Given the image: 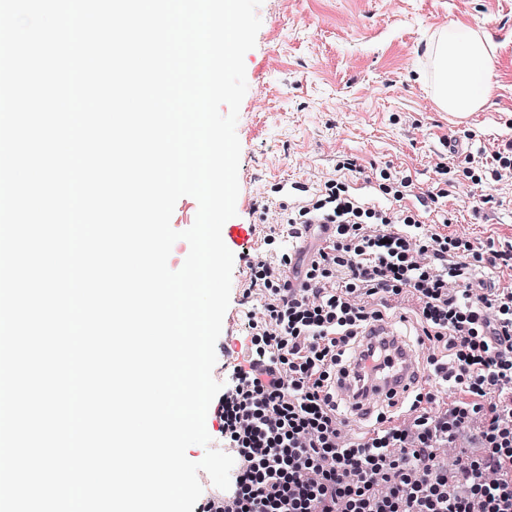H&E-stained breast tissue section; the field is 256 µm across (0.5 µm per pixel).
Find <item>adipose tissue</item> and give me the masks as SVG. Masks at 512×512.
<instances>
[{
	"mask_svg": "<svg viewBox=\"0 0 512 512\" xmlns=\"http://www.w3.org/2000/svg\"><path fill=\"white\" fill-rule=\"evenodd\" d=\"M433 66L434 101L441 111L467 116L497 94V59L485 32L464 20L449 22L426 50Z\"/></svg>",
	"mask_w": 512,
	"mask_h": 512,
	"instance_id": "1",
	"label": "adipose tissue"
}]
</instances>
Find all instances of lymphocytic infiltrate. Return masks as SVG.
Segmentation results:
<instances>
[{
  "instance_id": "lymphocytic-infiltrate-1",
  "label": "lymphocytic infiltrate",
  "mask_w": 512,
  "mask_h": 512,
  "mask_svg": "<svg viewBox=\"0 0 512 512\" xmlns=\"http://www.w3.org/2000/svg\"><path fill=\"white\" fill-rule=\"evenodd\" d=\"M337 168L248 227L267 250L246 260L248 341L210 412L235 467L229 489L203 492L193 512H512V244L427 220L438 192L407 204L401 172L353 158ZM354 173L377 201L356 192ZM463 174L475 186L512 178V144ZM305 236L309 247L285 248ZM479 267L504 283L485 287ZM405 301L452 393L420 388L398 418L352 437L336 374L357 348L365 374L388 370L365 336Z\"/></svg>"
}]
</instances>
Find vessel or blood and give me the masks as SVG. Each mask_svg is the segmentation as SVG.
<instances>
[{"label": "vessel or blood", "mask_w": 512, "mask_h": 512, "mask_svg": "<svg viewBox=\"0 0 512 512\" xmlns=\"http://www.w3.org/2000/svg\"><path fill=\"white\" fill-rule=\"evenodd\" d=\"M373 338L385 341L393 350L392 366L386 375L369 382L364 392H356L352 374H344L336 382V392L355 420H369L375 415L378 404L392 406L403 404L424 379L418 353L409 348L403 339L384 325L376 326Z\"/></svg>", "instance_id": "vessel-or-blood-1"}]
</instances>
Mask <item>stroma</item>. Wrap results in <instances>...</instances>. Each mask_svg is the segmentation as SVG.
I'll list each match as a JSON object with an SVG mask.
<instances>
[{"instance_id":"35a3bbf8","label":"stroma","mask_w":512,"mask_h":512,"mask_svg":"<svg viewBox=\"0 0 512 512\" xmlns=\"http://www.w3.org/2000/svg\"><path fill=\"white\" fill-rule=\"evenodd\" d=\"M258 14L236 128L235 223H253L282 184L334 173L340 153L392 165L422 192L447 138L475 149L512 141V0H263ZM456 19L490 35L498 56L497 96L464 118L438 110L425 54ZM483 192L497 204L479 212ZM437 209L452 230L512 242V179L457 187Z\"/></svg>"}]
</instances>
